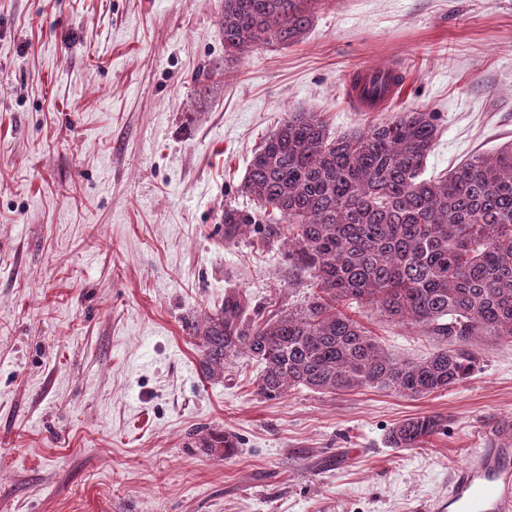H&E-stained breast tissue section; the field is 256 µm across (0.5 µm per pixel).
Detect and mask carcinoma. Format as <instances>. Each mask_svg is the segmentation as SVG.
<instances>
[{"label": "carcinoma", "instance_id": "1", "mask_svg": "<svg viewBox=\"0 0 512 512\" xmlns=\"http://www.w3.org/2000/svg\"><path fill=\"white\" fill-rule=\"evenodd\" d=\"M320 5L224 0V53L296 43ZM436 120L414 109L333 137L320 112L286 114L241 185L257 206L225 207L224 238L258 227L265 242L282 240L288 267L312 293L265 321L250 316L248 297H224L191 326L205 379L224 378L226 365L246 356L261 366L257 389L267 399L295 388L420 397L474 374L476 337L512 343V143L426 179ZM276 214L282 223H268ZM349 300L421 328L437 347L420 361L393 358L341 309ZM443 428L437 416L412 417L387 442L418 448ZM238 445L227 432L200 438L226 460Z\"/></svg>", "mask_w": 512, "mask_h": 512}]
</instances>
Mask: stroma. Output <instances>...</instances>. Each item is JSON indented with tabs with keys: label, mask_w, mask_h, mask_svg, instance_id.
Instances as JSON below:
<instances>
[{
	"label": "stroma",
	"mask_w": 512,
	"mask_h": 512,
	"mask_svg": "<svg viewBox=\"0 0 512 512\" xmlns=\"http://www.w3.org/2000/svg\"><path fill=\"white\" fill-rule=\"evenodd\" d=\"M224 0H0V512H440L448 475L512 420V343L408 398L258 394L257 362L205 379L190 326L246 293L251 316L301 304L282 243L224 238V208L287 113L336 134L438 115L425 173L512 141V0H324L302 41L224 54ZM406 95L346 97L360 67ZM398 358L433 337L372 308ZM446 426L417 448L385 435ZM236 435L232 458L199 448ZM395 73V71L382 67L378 69L374 68H362L354 72L349 78L347 86V95L354 106L359 112H377L381 110V106L385 105L387 101L393 98L397 91L400 89V85H395L394 82L389 83L388 89L381 99L376 102L371 101V95L376 90L380 83H383L386 78ZM358 80V85L353 87L351 84L353 81ZM377 82L373 84L374 81ZM445 427L437 416H419L404 420L388 433L387 442L394 448H417Z\"/></svg>",
	"instance_id": "obj_1"
}]
</instances>
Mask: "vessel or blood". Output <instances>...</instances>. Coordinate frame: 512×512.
Returning <instances> with one entry per match:
<instances>
[{
  "label": "vessel or blood",
  "instance_id": "b4317fda",
  "mask_svg": "<svg viewBox=\"0 0 512 512\" xmlns=\"http://www.w3.org/2000/svg\"><path fill=\"white\" fill-rule=\"evenodd\" d=\"M389 68H362L354 72V86L347 95L357 111L377 112L380 102L371 95L386 81ZM448 512H512V431L490 429L484 446L469 455L454 471L448 484Z\"/></svg>",
  "mask_w": 512,
  "mask_h": 512
}]
</instances>
